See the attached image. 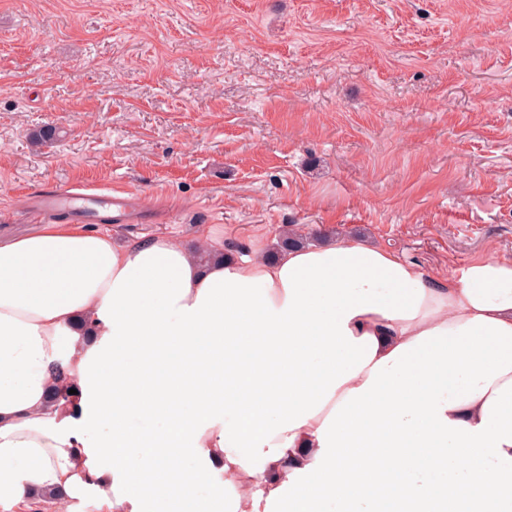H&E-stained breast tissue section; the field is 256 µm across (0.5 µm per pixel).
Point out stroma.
<instances>
[{
  "instance_id": "obj_1",
  "label": "stroma",
  "mask_w": 512,
  "mask_h": 512,
  "mask_svg": "<svg viewBox=\"0 0 512 512\" xmlns=\"http://www.w3.org/2000/svg\"><path fill=\"white\" fill-rule=\"evenodd\" d=\"M118 184L158 214L93 224L122 244L512 259V0H0V240L77 218L41 191Z\"/></svg>"
}]
</instances>
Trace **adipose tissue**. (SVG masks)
<instances>
[{"label":"adipose tissue","mask_w":512,"mask_h":512,"mask_svg":"<svg viewBox=\"0 0 512 512\" xmlns=\"http://www.w3.org/2000/svg\"><path fill=\"white\" fill-rule=\"evenodd\" d=\"M223 253L205 228L191 247L61 221L0 241V505L512 512V259L441 276L345 234ZM181 356L192 384L166 369ZM55 363L78 415L49 400ZM174 407L158 434L126 425ZM185 460L206 497L132 480Z\"/></svg>","instance_id":"ef3b65f1"}]
</instances>
